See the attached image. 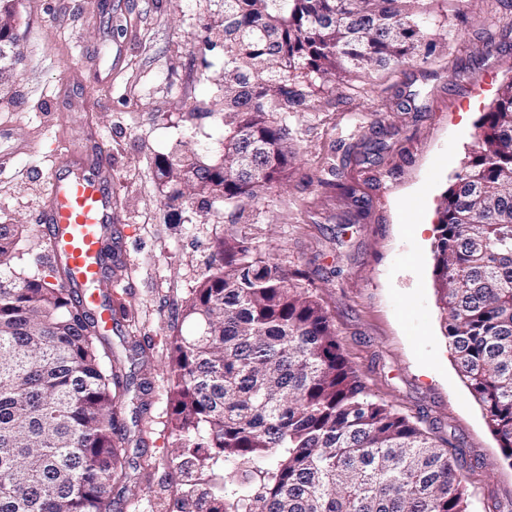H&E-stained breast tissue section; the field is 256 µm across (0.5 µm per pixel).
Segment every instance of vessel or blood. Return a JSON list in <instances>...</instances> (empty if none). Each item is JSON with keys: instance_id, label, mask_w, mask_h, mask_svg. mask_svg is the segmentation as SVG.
I'll return each mask as SVG.
<instances>
[{"instance_id": "obj_1", "label": "vessel or blood", "mask_w": 512, "mask_h": 512, "mask_svg": "<svg viewBox=\"0 0 512 512\" xmlns=\"http://www.w3.org/2000/svg\"><path fill=\"white\" fill-rule=\"evenodd\" d=\"M115 222L110 158L96 148L67 151L53 171L39 224L65 288L78 294L107 330L112 305L101 291L111 285L105 247L117 232Z\"/></svg>"}]
</instances>
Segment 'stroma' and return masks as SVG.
I'll use <instances>...</instances> for the list:
<instances>
[{"mask_svg":"<svg viewBox=\"0 0 512 512\" xmlns=\"http://www.w3.org/2000/svg\"><path fill=\"white\" fill-rule=\"evenodd\" d=\"M430 8L448 31L434 54L317 89L310 111L288 115L297 159L280 188L207 215L167 205L155 163L183 142L208 163L223 153L222 0H19L13 100L0 104V221L26 227L18 270L49 262L38 217L62 153L93 140L112 160L122 279L109 341L129 381L116 512H177L170 342L217 243L240 229L302 271L376 397L462 454L471 512H512V465L453 361L433 282L439 205L512 80V0ZM341 184L367 201L364 221Z\"/></svg>","mask_w":512,"mask_h":512,"instance_id":"35a3bbf8","label":"stroma"}]
</instances>
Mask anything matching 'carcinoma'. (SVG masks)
<instances>
[{"label": "carcinoma", "mask_w": 512, "mask_h": 512, "mask_svg": "<svg viewBox=\"0 0 512 512\" xmlns=\"http://www.w3.org/2000/svg\"><path fill=\"white\" fill-rule=\"evenodd\" d=\"M416 0H224V152L157 163L167 203L259 202L294 155L288 113L317 82L431 53L447 32ZM17 0H0V94L12 87ZM440 208L434 287L458 370L512 462V80ZM0 224V512H114L127 478L128 392L91 314L50 276L16 269ZM243 232L181 309L171 434L200 475L178 512H469L461 457L379 400L322 306Z\"/></svg>", "instance_id": "cac0c4a2"}]
</instances>
